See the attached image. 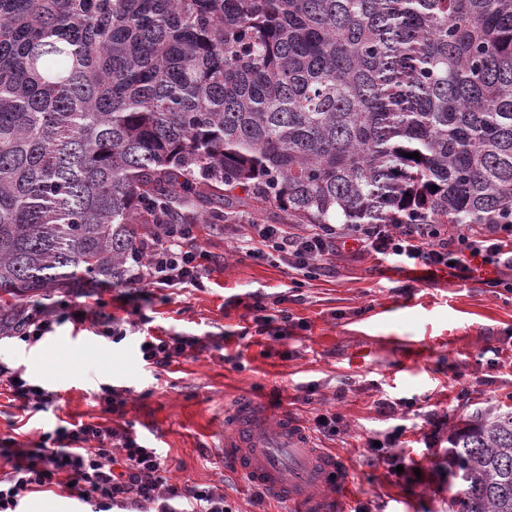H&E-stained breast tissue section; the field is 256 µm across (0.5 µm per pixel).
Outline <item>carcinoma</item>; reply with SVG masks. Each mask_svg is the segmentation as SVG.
Listing matches in <instances>:
<instances>
[{"instance_id":"obj_1","label":"carcinoma","mask_w":512,"mask_h":512,"mask_svg":"<svg viewBox=\"0 0 512 512\" xmlns=\"http://www.w3.org/2000/svg\"><path fill=\"white\" fill-rule=\"evenodd\" d=\"M251 201L512 225V0H0V335L128 282L157 216ZM448 467L451 512H512V410L467 416Z\"/></svg>"}]
</instances>
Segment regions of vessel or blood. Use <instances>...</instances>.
<instances>
[{
	"label": "vessel or blood",
	"mask_w": 512,
	"mask_h": 512,
	"mask_svg": "<svg viewBox=\"0 0 512 512\" xmlns=\"http://www.w3.org/2000/svg\"><path fill=\"white\" fill-rule=\"evenodd\" d=\"M224 452L253 485L288 499L292 512H335L347 485L336 456L315 450L288 415L271 416L249 397L239 399L224 423Z\"/></svg>",
	"instance_id": "obj_1"
}]
</instances>
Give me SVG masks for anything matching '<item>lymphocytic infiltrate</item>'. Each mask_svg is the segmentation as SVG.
<instances>
[{
	"mask_svg": "<svg viewBox=\"0 0 512 512\" xmlns=\"http://www.w3.org/2000/svg\"><path fill=\"white\" fill-rule=\"evenodd\" d=\"M249 242V257L261 259L272 250L297 271L321 269L349 243L401 263L459 267L468 260L480 270L512 255V225L489 224L481 239L462 233L450 241L439 224H316L304 235L282 224H256ZM141 251L144 262L132 288L202 287L211 255L198 245L193 225H151ZM198 344L184 336H151L140 352L147 364L164 370ZM54 487L93 512H235L223 487L172 482L157 449L108 421L57 426L42 433L34 448L16 452L11 472L0 477V512H18L27 494Z\"/></svg>",
	"mask_w": 512,
	"mask_h": 512,
	"instance_id": "f902f5d3",
	"label": "lymphocytic infiltrate"
}]
</instances>
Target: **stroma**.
<instances>
[{
	"instance_id": "stroma-1",
	"label": "stroma",
	"mask_w": 512,
	"mask_h": 512,
	"mask_svg": "<svg viewBox=\"0 0 512 512\" xmlns=\"http://www.w3.org/2000/svg\"><path fill=\"white\" fill-rule=\"evenodd\" d=\"M257 217L240 206L232 223L202 224L199 244L212 263L200 288L153 289L140 309L122 303L123 287L100 285L68 296L112 305L127 335L101 336L93 321L67 317L34 344L0 337V371L23 372L59 399L36 413L18 409L0 388V442L28 445L59 420H104L105 388L123 391L117 424L158 448L177 481L223 486L238 512H253L252 485L225 461L224 415L248 393L277 402L304 428L336 412L344 433L314 435L347 472L343 512H449L460 493L449 479L448 432L478 410L512 408V293L493 292L463 269L402 265L349 245L306 278L277 257L246 255L242 239ZM265 294L269 314L288 294V335H258L247 306ZM194 336L204 348L167 370L143 361L144 336ZM393 402L391 413L379 401ZM376 440L391 457L367 464ZM407 474L391 471V458Z\"/></svg>"
}]
</instances>
